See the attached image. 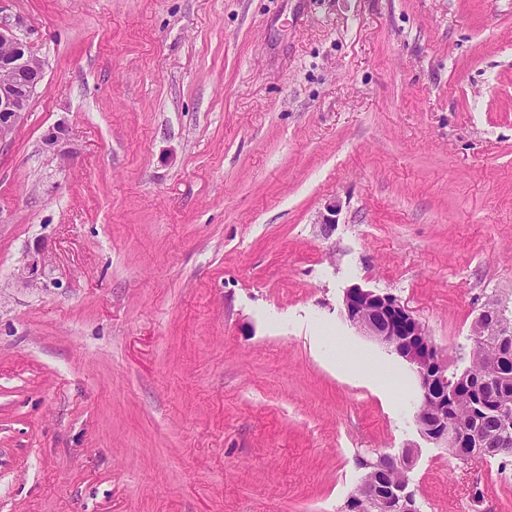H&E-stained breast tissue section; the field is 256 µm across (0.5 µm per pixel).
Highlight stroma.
<instances>
[{"label":"stroma","mask_w":512,"mask_h":512,"mask_svg":"<svg viewBox=\"0 0 512 512\" xmlns=\"http://www.w3.org/2000/svg\"><path fill=\"white\" fill-rule=\"evenodd\" d=\"M0 26L46 69L0 144V512H341L356 455L405 448L420 512H512V466L426 441L342 305L396 296L445 357L512 296V0H0Z\"/></svg>","instance_id":"35a3bbf8"}]
</instances>
